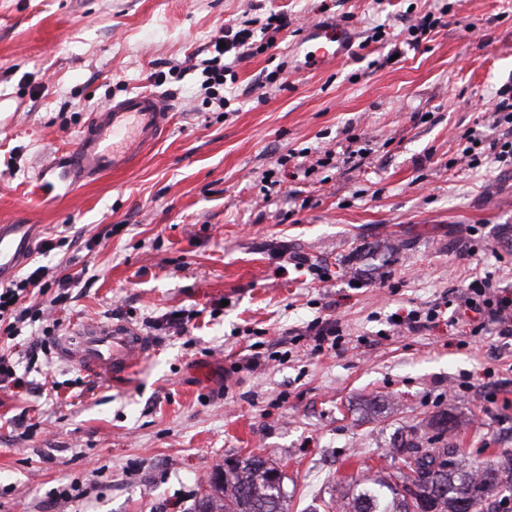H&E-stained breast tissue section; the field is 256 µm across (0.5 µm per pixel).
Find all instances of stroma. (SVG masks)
<instances>
[{
    "label": "stroma",
    "mask_w": 512,
    "mask_h": 512,
    "mask_svg": "<svg viewBox=\"0 0 512 512\" xmlns=\"http://www.w3.org/2000/svg\"><path fill=\"white\" fill-rule=\"evenodd\" d=\"M272 12L355 42L310 71L302 34L274 33L212 102L197 53ZM173 66L161 139L125 171L61 180L92 112ZM505 88L512 0H0V225H34L26 262L51 239L44 264L82 275L48 343L124 322L149 347L117 378L53 351L0 390V512H192L217 465L252 453L282 470L286 512H318L334 483L403 468L396 433L447 417L459 459L512 461V343L472 335L449 299L480 275L512 295V164L460 160L469 131L507 133ZM297 254L310 268L287 267ZM441 304L422 331L391 322ZM318 318L341 340L316 356ZM252 350L278 361L248 367Z\"/></svg>",
    "instance_id": "1"
}]
</instances>
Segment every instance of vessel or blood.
<instances>
[{
	"label": "vessel or blood",
	"mask_w": 512,
	"mask_h": 512,
	"mask_svg": "<svg viewBox=\"0 0 512 512\" xmlns=\"http://www.w3.org/2000/svg\"><path fill=\"white\" fill-rule=\"evenodd\" d=\"M305 62L318 69L344 56L353 40L347 27L315 23L307 33ZM169 109L163 99L150 91L112 100L97 110L76 146L62 155L58 168L75 182H94L107 172L126 170L142 151L165 131ZM18 224L0 225V269L17 265L28 247ZM62 358L92 372L124 375L135 369L147 353L143 336L126 323L85 326L77 340H62Z\"/></svg>",
	"instance_id": "vessel-or-blood-1"
}]
</instances>
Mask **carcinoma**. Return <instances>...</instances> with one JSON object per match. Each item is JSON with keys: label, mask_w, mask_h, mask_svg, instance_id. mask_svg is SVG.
<instances>
[{"label": "carcinoma", "mask_w": 512, "mask_h": 512, "mask_svg": "<svg viewBox=\"0 0 512 512\" xmlns=\"http://www.w3.org/2000/svg\"><path fill=\"white\" fill-rule=\"evenodd\" d=\"M394 449L416 473L415 501H407L401 491L400 482L407 479L402 473L357 482L326 507L336 512H466L462 502L471 494L478 497L473 512H483L486 497L512 486V468L505 475L496 467L462 464L453 459L452 448H425L410 440ZM275 471L255 456L215 468L210 492L196 502L194 512H284L286 494L282 479L272 477Z\"/></svg>", "instance_id": "obj_1"}]
</instances>
